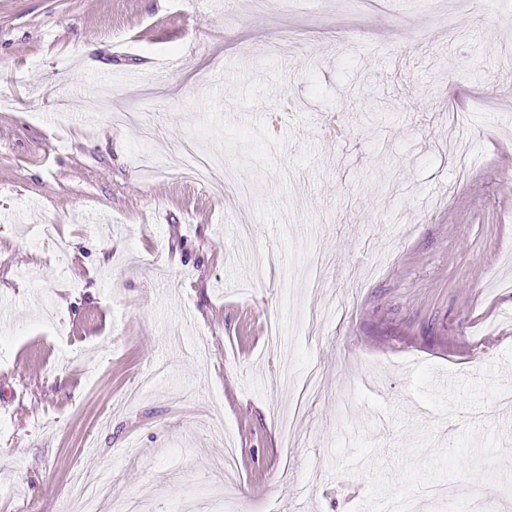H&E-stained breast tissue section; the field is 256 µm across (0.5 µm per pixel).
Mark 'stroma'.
<instances>
[{
	"mask_svg": "<svg viewBox=\"0 0 512 512\" xmlns=\"http://www.w3.org/2000/svg\"><path fill=\"white\" fill-rule=\"evenodd\" d=\"M430 10L0 0V512H512V0ZM185 161L186 166L195 175L196 179L206 182L216 194H222L224 187L231 181L230 174L225 173L223 181L222 177L211 166L200 160L191 151L186 152Z\"/></svg>",
	"mask_w": 512,
	"mask_h": 512,
	"instance_id": "35a3bbf8",
	"label": "stroma"
}]
</instances>
